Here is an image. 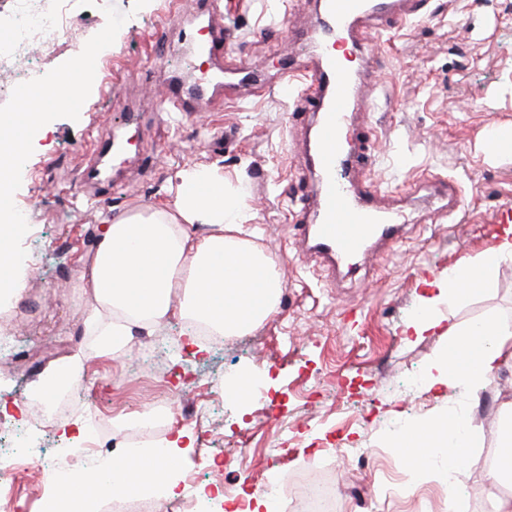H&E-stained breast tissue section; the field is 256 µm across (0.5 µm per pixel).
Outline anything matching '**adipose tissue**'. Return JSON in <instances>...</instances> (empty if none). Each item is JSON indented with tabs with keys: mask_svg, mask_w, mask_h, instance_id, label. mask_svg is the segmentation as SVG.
Masks as SVG:
<instances>
[{
	"mask_svg": "<svg viewBox=\"0 0 512 512\" xmlns=\"http://www.w3.org/2000/svg\"><path fill=\"white\" fill-rule=\"evenodd\" d=\"M26 147L14 133L10 116H0V194L18 169ZM181 191L173 204L125 216L105 215L104 230L89 262L84 285L99 310L88 322L96 336V352L115 355L134 333L151 330L175 318L216 336H242L255 331L275 312L283 282L266 252L243 238L250 215L242 200H226L224 181L214 173L187 168L179 172ZM207 225L199 235L195 225ZM512 263V225L494 238L492 247L447 275L423 281L421 309L405 328L419 336L441 324L437 309L489 288L501 265ZM453 341L447 353L427 368L430 390L474 397L512 367V323L485 315L466 327H449ZM505 422L497 436V457L490 469L491 512H512V497L499 488L512 484V401L503 403ZM485 438L469 413L449 410L399 429L393 436L405 465L414 476L436 471L454 476L471 448ZM178 443L164 455L150 448L128 450L120 463L86 472L80 482L64 479L45 512H97L100 486L111 476L119 491L149 494L163 501L179 486Z\"/></svg>",
	"mask_w": 512,
	"mask_h": 512,
	"instance_id": "1",
	"label": "adipose tissue"
}]
</instances>
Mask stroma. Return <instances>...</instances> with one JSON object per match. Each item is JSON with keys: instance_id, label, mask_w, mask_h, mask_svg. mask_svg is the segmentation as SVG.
Returning <instances> with one entry per match:
<instances>
[{"instance_id": "obj_1", "label": "stroma", "mask_w": 512, "mask_h": 512, "mask_svg": "<svg viewBox=\"0 0 512 512\" xmlns=\"http://www.w3.org/2000/svg\"><path fill=\"white\" fill-rule=\"evenodd\" d=\"M318 2L221 0L224 36L265 92L246 105L227 100L219 112L199 103L178 117L161 107L174 82L189 84L204 62L160 20L193 14L196 0H83L71 39L40 53L44 73L83 71L92 94L71 107L48 102L9 185V205L27 228L15 240L20 291L0 297V328L21 339L15 355L0 357V410L16 413L47 367L82 352L96 384L84 399L89 412L150 411L163 391L135 366L150 342L171 388L168 431L186 433L181 472L256 488L273 469L292 498L307 483L329 484L338 512H448L445 484L409 486L388 425L447 411V394L407 385L447 348L445 327L483 315L512 320L510 264L492 290L440 307L441 328L411 342L402 333L422 280L485 251L512 224V146L487 138L489 129H512V0H425L407 28L365 45L384 73L377 105L355 119L371 132L376 163L354 174L378 182L387 204L403 205L407 226L384 260L339 283L295 243L296 213L314 184L297 165L312 116L275 88L285 66H306L310 48L299 37ZM162 34L158 68L146 48ZM124 112L139 115L124 131L136 159L110 191L89 197L81 173ZM187 167L244 187V229L284 283L278 310L253 334L217 345L190 343L173 319L135 334L119 355L97 356L86 325L94 299L81 274L100 215L173 202ZM245 376L251 386L239 403L225 387ZM352 448L363 449L362 461ZM494 448L488 437L472 449L458 476L468 512H483V461Z\"/></svg>"}]
</instances>
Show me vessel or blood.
Listing matches in <instances>:
<instances>
[{
	"mask_svg": "<svg viewBox=\"0 0 512 512\" xmlns=\"http://www.w3.org/2000/svg\"><path fill=\"white\" fill-rule=\"evenodd\" d=\"M418 0H320L314 28L320 35L312 69L283 72L279 92L284 98L302 99L315 119L308 152L316 177L312 203L303 205L296 218L300 244L329 268L365 267L376 258L379 245L398 237L403 224L400 211L378 202L373 185L351 176L354 161L343 147L351 129V114L364 107L361 87L372 84L378 63L358 69L341 65L335 55L339 44L359 47L379 29L402 30L416 11ZM220 8L208 0L199 16L200 31H186L198 57L208 61L190 92L175 89L164 103L169 112H181L187 99L206 102L210 109L224 106V60L231 45L216 22ZM352 130V129H351Z\"/></svg>",
	"mask_w": 512,
	"mask_h": 512,
	"instance_id": "b4317fda",
	"label": "vessel or blood"
}]
</instances>
